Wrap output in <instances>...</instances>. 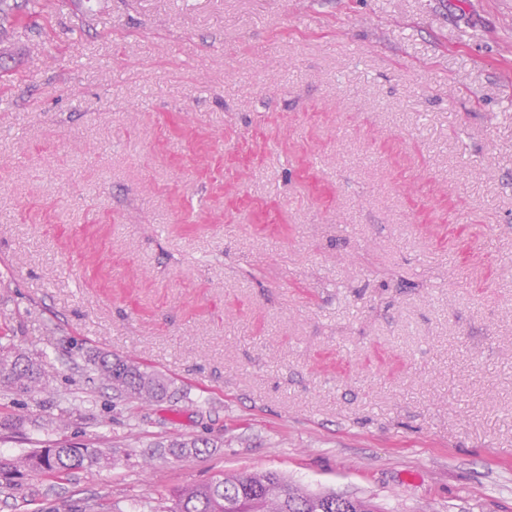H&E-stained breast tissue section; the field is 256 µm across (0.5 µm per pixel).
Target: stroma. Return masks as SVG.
Segmentation results:
<instances>
[{
	"mask_svg": "<svg viewBox=\"0 0 512 512\" xmlns=\"http://www.w3.org/2000/svg\"><path fill=\"white\" fill-rule=\"evenodd\" d=\"M0 72V512H137L276 471L383 512H512V0H69ZM171 382L141 405L89 349ZM196 441L172 453V441ZM48 382L42 359L17 347L0 332L1 386L9 391L42 394L47 391ZM107 456L91 445L72 446L57 442L45 448H37L25 455L11 458L0 457V477L5 472L19 475L31 472L50 479H61L74 472L91 470L107 463Z\"/></svg>",
	"mask_w": 512,
	"mask_h": 512,
	"instance_id": "obj_1",
	"label": "stroma"
}]
</instances>
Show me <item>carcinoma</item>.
Instances as JSON below:
<instances>
[{
  "instance_id": "cac0c4a2",
  "label": "carcinoma",
  "mask_w": 512,
  "mask_h": 512,
  "mask_svg": "<svg viewBox=\"0 0 512 512\" xmlns=\"http://www.w3.org/2000/svg\"><path fill=\"white\" fill-rule=\"evenodd\" d=\"M49 0H0V59L11 56L4 44L7 28L47 12ZM92 382L129 399L150 402L166 395L168 381L131 358L97 351L88 357ZM0 384L9 391H47L45 364L0 333ZM107 462L99 449L57 442L25 455L0 457V476L31 472L61 479ZM169 504L150 512H381L368 501L334 492H307L276 472L223 473L204 484H187L168 497Z\"/></svg>"
}]
</instances>
